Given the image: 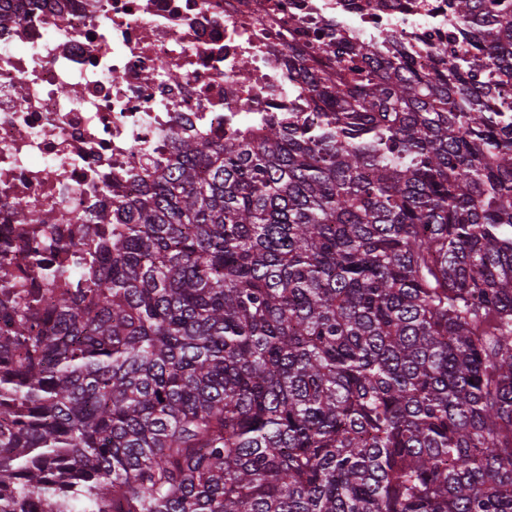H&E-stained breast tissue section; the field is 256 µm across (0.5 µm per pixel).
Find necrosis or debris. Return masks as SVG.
Masks as SVG:
<instances>
[{
	"mask_svg": "<svg viewBox=\"0 0 512 512\" xmlns=\"http://www.w3.org/2000/svg\"><path fill=\"white\" fill-rule=\"evenodd\" d=\"M460 28L448 0H0V247L27 268L75 216L136 195L175 136L307 114L289 50L332 64L340 42L397 43L426 71ZM21 207L57 222L19 236Z\"/></svg>",
	"mask_w": 512,
	"mask_h": 512,
	"instance_id": "necrosis-or-debris-1",
	"label": "necrosis or debris"
}]
</instances>
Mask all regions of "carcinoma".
Segmentation results:
<instances>
[{"label": "carcinoma", "mask_w": 512, "mask_h": 512, "mask_svg": "<svg viewBox=\"0 0 512 512\" xmlns=\"http://www.w3.org/2000/svg\"><path fill=\"white\" fill-rule=\"evenodd\" d=\"M448 10L428 73L338 44L317 121L174 138L71 269L0 250V512H512V10Z\"/></svg>", "instance_id": "cac0c4a2"}]
</instances>
